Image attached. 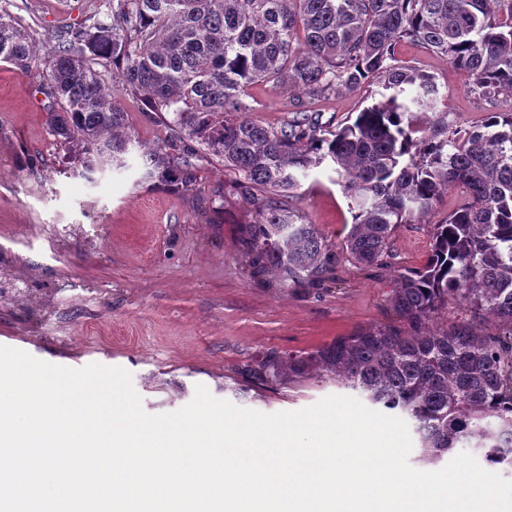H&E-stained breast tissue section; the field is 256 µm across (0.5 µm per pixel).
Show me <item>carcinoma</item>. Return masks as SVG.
Here are the masks:
<instances>
[{
	"instance_id": "carcinoma-1",
	"label": "carcinoma",
	"mask_w": 512,
	"mask_h": 512,
	"mask_svg": "<svg viewBox=\"0 0 512 512\" xmlns=\"http://www.w3.org/2000/svg\"><path fill=\"white\" fill-rule=\"evenodd\" d=\"M51 40L44 70L57 147L84 174L127 167L133 139L117 92L141 93L172 131L263 191L241 237L256 277L301 286L331 271L332 246L285 201L325 163L350 200L341 248L365 267L391 255L399 225L463 187L464 203L432 225L424 263L397 276L391 303L407 328H365L304 357L270 359L260 374L315 375L402 416L424 464L467 444L485 449L491 470H512V0H112L106 16ZM405 40L468 74L470 92L492 105L481 124L461 132L437 110L432 75L392 64ZM34 48L31 30L0 13V62L26 70ZM102 63L119 64L110 87L94 68ZM256 82L313 100L380 90L351 122L303 109L275 129L241 100ZM141 158L170 186L190 183V155L145 147ZM461 303L498 331L465 321L426 329Z\"/></svg>"
}]
</instances>
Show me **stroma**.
<instances>
[{
    "label": "stroma",
    "instance_id": "stroma-1",
    "mask_svg": "<svg viewBox=\"0 0 512 512\" xmlns=\"http://www.w3.org/2000/svg\"><path fill=\"white\" fill-rule=\"evenodd\" d=\"M1 10L34 29L42 53L53 30L107 12L108 0H0ZM41 53L25 71L0 62V345L73 369L125 368L150 414L181 409L199 385L265 414L338 394L315 378L268 383L246 368L269 354H305L397 324V274L424 263L432 225L461 203L462 190L449 191L423 222L399 225L387 264L363 267L340 247L352 223L349 201L330 171L315 169L288 203L331 244L328 280L291 287L258 279L239 235L255 206L218 158L193 157L191 183L179 191L147 177L137 155L125 168L81 176L47 123L55 99ZM395 57L435 76L459 129L489 110L443 57L409 42ZM369 95L343 91L313 103L304 91L257 82L242 100L251 118L278 128L307 106L326 120L355 118ZM120 102L143 144L174 155L189 148L138 93L121 92Z\"/></svg>",
    "mask_w": 512,
    "mask_h": 512
}]
</instances>
